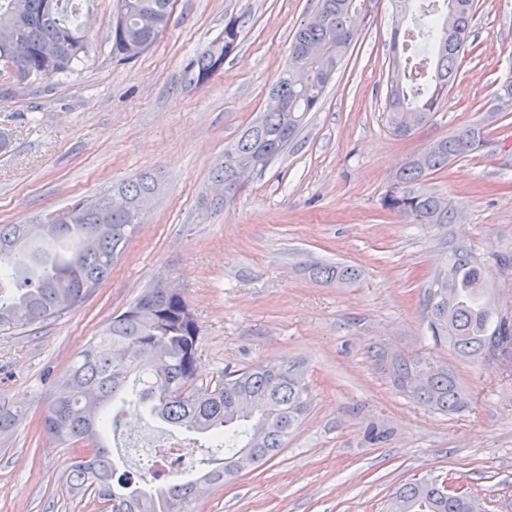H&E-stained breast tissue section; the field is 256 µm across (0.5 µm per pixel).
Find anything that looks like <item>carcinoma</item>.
<instances>
[{"instance_id":"obj_1","label":"carcinoma","mask_w":512,"mask_h":512,"mask_svg":"<svg viewBox=\"0 0 512 512\" xmlns=\"http://www.w3.org/2000/svg\"><path fill=\"white\" fill-rule=\"evenodd\" d=\"M67 0H0V65L13 60L17 42L34 49L27 69L35 78L18 84L26 92L49 77L73 74L89 55L86 26L68 13ZM428 19L415 26L412 56L392 75L386 95V122L396 137H407L427 123L448 95L459 71V53L472 33L474 0H396ZM375 0H317L310 17L296 31L289 58L271 92L282 101L264 112L224 151L213 179L224 182L233 203L241 190V169L248 176L263 171L293 141L307 115L320 108L325 91L360 27L367 24ZM125 15L123 30L110 31V53L119 62L133 45L146 53L165 31L171 0H117ZM155 18L149 29L144 18ZM240 26L224 24V38L201 49L187 66L189 81L206 84L218 64L239 45ZM300 65L307 80L298 84L292 69ZM481 133L466 127L439 141L424 158H412L394 176L398 190L382 207L415 224H451L455 209L422 188L429 176L468 156L470 138ZM157 181L141 174L118 187L131 206L150 201ZM55 224H0V323L41 325L83 303L112 274V268L140 224L130 211L112 210V194L79 199L54 211ZM326 282L347 281L353 271L320 267ZM188 302L153 285L91 337L67 367V395L56 400L43 429L62 441H86L93 452L66 468L70 490L104 503L105 512H186L196 486L219 485L243 470L274 458L309 406V388L297 364L276 362L223 372L198 382L195 359L200 327L189 317ZM424 318L435 345L446 346L473 362L512 363V308L496 304L494 276L472 251L457 245L446 265L424 291ZM393 385L419 403L443 412L461 411L469 399L448 368L427 367L417 359L391 362ZM130 408L189 432L207 433L212 443L211 469L195 479L166 487L149 483L128 489L129 480H114L116 467L105 451ZM386 512H476L464 497L446 495L437 481L421 479L398 488Z\"/></svg>"}]
</instances>
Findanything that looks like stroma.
Wrapping results in <instances>:
<instances>
[{
  "mask_svg": "<svg viewBox=\"0 0 512 512\" xmlns=\"http://www.w3.org/2000/svg\"><path fill=\"white\" fill-rule=\"evenodd\" d=\"M316 0H173L155 45L131 63L110 55L115 0H81L88 61L67 78L16 94L0 69V224H29L78 199L152 173L159 188L104 284L39 326H0V512H103L63 473L80 446L43 430L76 352L146 288L180 289L200 326L197 378L270 360L302 366L310 407L272 460L214 488L190 512H384L397 487L424 477L465 486L488 512H512V371L436 347L424 290L457 244L494 266L512 254V115H494L512 81V0H477L458 78L430 120L405 138L384 114L395 54L393 0H377L318 111L236 201L199 200L224 150L265 111L292 37ZM242 32L222 72L189 82L185 67ZM487 121L486 144L425 182L457 211L411 224L382 207L393 174L430 143ZM345 265L344 284L313 276ZM447 363L468 406L442 412L398 390L376 350ZM125 425L180 438L199 462L205 435L130 413ZM386 441L369 442L371 427Z\"/></svg>",
  "mask_w": 512,
  "mask_h": 512,
  "instance_id": "stroma-1",
  "label": "stroma"
}]
</instances>
